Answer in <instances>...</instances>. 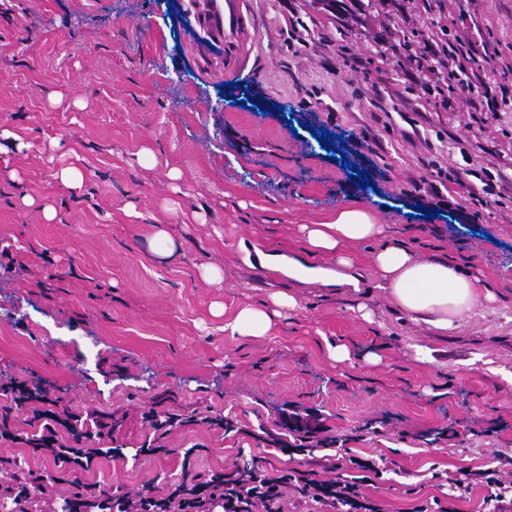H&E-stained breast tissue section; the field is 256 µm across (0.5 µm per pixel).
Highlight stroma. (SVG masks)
Here are the masks:
<instances>
[{
    "label": "stroma",
    "mask_w": 512,
    "mask_h": 512,
    "mask_svg": "<svg viewBox=\"0 0 512 512\" xmlns=\"http://www.w3.org/2000/svg\"><path fill=\"white\" fill-rule=\"evenodd\" d=\"M232 3L226 42L202 29L197 0H0V378L100 422L80 445L112 451L73 470L0 439V458L56 475L42 512L78 484L161 495L252 467L333 480L352 455L381 460L362 487L381 512L436 499L485 512L489 487L452 498L432 475L512 478V0ZM447 17L446 34L497 69L445 97L429 91L426 45ZM487 97L499 105L485 120ZM69 164L82 188L59 179ZM442 169L462 181L431 193ZM490 172L496 194L474 207ZM352 204L385 226L353 247L358 288L250 261L305 260L301 225ZM160 228L178 244L166 260L150 245ZM395 238L495 301L446 332L413 319L376 286L372 256ZM207 264L221 282L203 279ZM276 291L298 306L265 336L225 335L211 313ZM329 341L351 362L328 360ZM152 411L179 421L154 430Z\"/></svg>",
    "instance_id": "stroma-1"
}]
</instances>
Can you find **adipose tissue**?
<instances>
[{"mask_svg": "<svg viewBox=\"0 0 512 512\" xmlns=\"http://www.w3.org/2000/svg\"><path fill=\"white\" fill-rule=\"evenodd\" d=\"M308 256L328 255L337 265L352 263L354 244L377 238L383 232L374 212L363 205H350L318 224L303 225ZM381 288L388 291L402 311L420 317L433 328L445 331L470 312L479 295L475 279L447 259L419 260L402 244L385 245L373 256ZM269 305H247L233 313L215 308L224 319V332L230 336H264L282 311L295 308L296 298L276 291Z\"/></svg>", "mask_w": 512, "mask_h": 512, "instance_id": "1", "label": "adipose tissue"}]
</instances>
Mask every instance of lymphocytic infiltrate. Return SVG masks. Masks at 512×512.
<instances>
[{"label": "lymphocytic infiltrate", "instance_id": "obj_1", "mask_svg": "<svg viewBox=\"0 0 512 512\" xmlns=\"http://www.w3.org/2000/svg\"><path fill=\"white\" fill-rule=\"evenodd\" d=\"M351 464L358 474L336 481H318L306 473L291 471L278 477H268L253 471L234 476L217 473L206 486L207 496H200L197 488L175 484L160 497L130 498L125 493H113L112 512H281L278 502L285 485L295 484L300 494L309 501L323 506L325 512H381L380 508L365 502L361 485L367 473L375 472L373 461L354 456ZM483 483L491 487L485 504L490 512H512L506 498L512 494V481L498 477L491 469L466 472L464 478L449 480L451 488L462 489L466 484Z\"/></svg>", "mask_w": 512, "mask_h": 512}]
</instances>
